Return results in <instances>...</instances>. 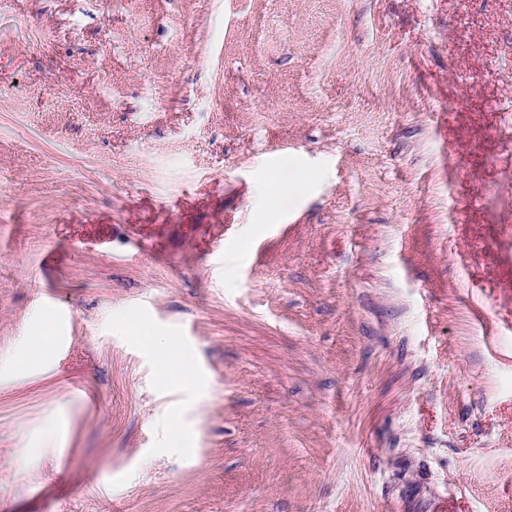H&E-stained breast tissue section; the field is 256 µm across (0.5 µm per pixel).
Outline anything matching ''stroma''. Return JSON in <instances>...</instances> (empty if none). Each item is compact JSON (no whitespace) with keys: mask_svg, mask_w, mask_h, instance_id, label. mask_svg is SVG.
Here are the masks:
<instances>
[{"mask_svg":"<svg viewBox=\"0 0 512 512\" xmlns=\"http://www.w3.org/2000/svg\"><path fill=\"white\" fill-rule=\"evenodd\" d=\"M0 512H512V0H0ZM288 180V174L281 170H271L262 180L265 206L277 203L283 194V188ZM178 354V351L175 349L167 351V358L163 362L165 380L186 388L195 389L196 391H202L203 385L197 376L194 366L184 360L176 359ZM170 367L173 369L170 370Z\"/></svg>","mask_w":512,"mask_h":512,"instance_id":"1","label":"stroma"}]
</instances>
